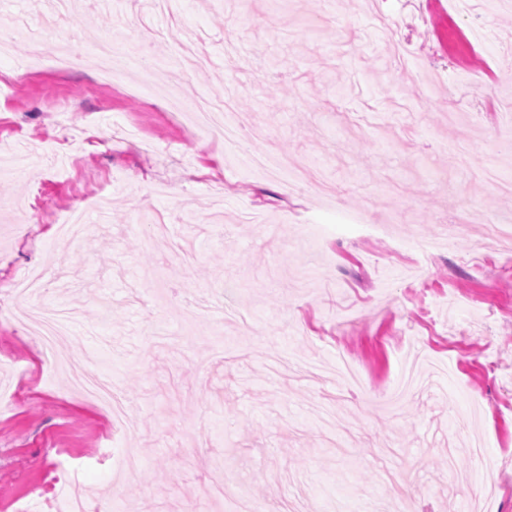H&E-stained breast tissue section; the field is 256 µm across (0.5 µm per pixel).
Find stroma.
<instances>
[{
	"label": "stroma",
	"mask_w": 512,
	"mask_h": 512,
	"mask_svg": "<svg viewBox=\"0 0 512 512\" xmlns=\"http://www.w3.org/2000/svg\"><path fill=\"white\" fill-rule=\"evenodd\" d=\"M368 2L84 0L60 73L31 67L50 0H0V512H61L62 467L118 512H512V250L468 262L512 220L484 178L512 179V0H427L410 79ZM135 18L153 70L129 32L105 88L95 46ZM184 84L236 98L237 154L163 99ZM272 143L332 196L258 171ZM34 268L77 312L51 362L11 316ZM84 364L128 424L74 391Z\"/></svg>",
	"instance_id": "1"
}]
</instances>
